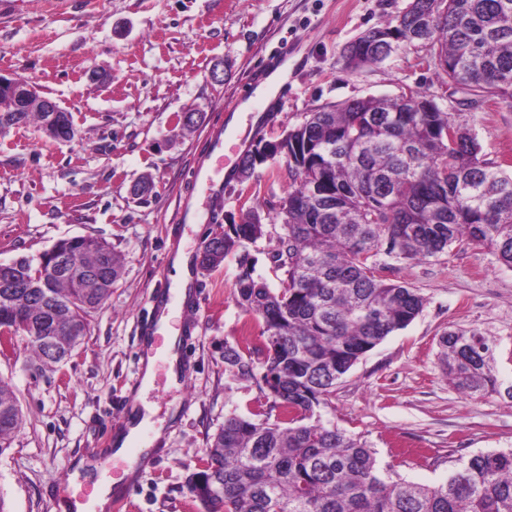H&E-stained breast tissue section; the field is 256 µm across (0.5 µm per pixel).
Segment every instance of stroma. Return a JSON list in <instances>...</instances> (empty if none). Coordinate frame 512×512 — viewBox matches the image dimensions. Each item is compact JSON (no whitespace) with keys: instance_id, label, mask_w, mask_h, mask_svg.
<instances>
[{"instance_id":"stroma-1","label":"stroma","mask_w":512,"mask_h":512,"mask_svg":"<svg viewBox=\"0 0 512 512\" xmlns=\"http://www.w3.org/2000/svg\"><path fill=\"white\" fill-rule=\"evenodd\" d=\"M408 0H0V75L35 82L70 112L77 136L61 142L29 122L0 133V263L38 256L58 240L93 236L110 243L121 276L93 316L72 357L37 372L23 340L0 354V376L22 406L24 424L0 455V498L8 512H60L89 486L74 478L86 457L107 464L112 425L141 394L162 424L155 452L128 482L119 512H201L186 488L209 438L225 417L266 410L259 377L231 373L228 349L261 343L246 328L255 315L235 297L237 255L209 271L192 267L189 299L172 325L180 330L184 372L172 386L157 361L150 387L138 390L151 299L172 282L177 250L198 257L214 234L254 207L263 234L248 243L255 273L270 288L284 277L273 256L284 229L278 204L292 185L286 158L256 166L240 180L239 155L212 148L219 130L251 149L301 125L309 112L370 96L423 88L447 112L460 113L486 159L512 162V109L464 111L436 70L404 46L356 70L345 47L403 11ZM222 65L226 76L214 81ZM287 66L271 101L256 98L258 76ZM107 73L104 82L90 80ZM253 101V112L242 111ZM200 113L179 136L177 117ZM209 183H193L194 171ZM149 177L151 192L131 195ZM385 279L415 288L422 312L364 354L337 383L325 419L366 441L379 469L402 480L444 482L452 460L512 448V398L468 396L442 371L439 338L475 331L501 341L495 369L512 382V268L486 248L461 241L428 260L387 259Z\"/></svg>"}]
</instances>
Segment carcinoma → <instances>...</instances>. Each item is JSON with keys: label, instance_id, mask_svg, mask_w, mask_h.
<instances>
[{"label": "carcinoma", "instance_id": "cac0c4a2", "mask_svg": "<svg viewBox=\"0 0 512 512\" xmlns=\"http://www.w3.org/2000/svg\"><path fill=\"white\" fill-rule=\"evenodd\" d=\"M425 31L422 62L442 72L479 109L498 99L512 108V0H409L393 19L369 28L344 52L357 69L385 60L379 36ZM459 114L426 92L366 97L330 105L285 136L295 183L278 215L284 228L274 255L284 271L273 290L238 256V303L262 320L261 380L277 421L230 415L208 441L186 487L204 512H512V449L470 457L446 482L429 487L381 475L375 452L321 409L357 361L422 311L424 297L378 275L379 256L427 259L463 239L512 267V172L490 162ZM0 112V130L30 121L52 139L74 128L68 112ZM263 233L261 214L215 234L199 267ZM57 258L62 268L51 274ZM118 254L106 241L62 239L38 257L0 263V354L27 342L43 371L71 357L91 318L120 278ZM441 364L460 392H504L494 371L497 345L473 331L440 337ZM230 371L254 376L252 357L224 356ZM24 416L0 376V455Z\"/></svg>", "mask_w": 512, "mask_h": 512}]
</instances>
